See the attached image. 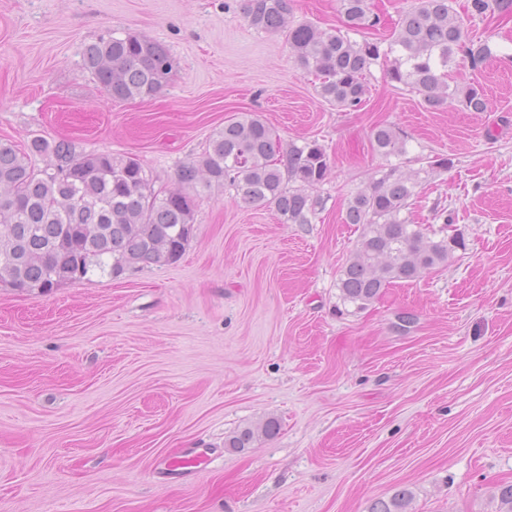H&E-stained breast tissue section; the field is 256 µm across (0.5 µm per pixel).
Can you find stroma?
<instances>
[{
	"instance_id": "35a3bbf8",
	"label": "stroma",
	"mask_w": 512,
	"mask_h": 512,
	"mask_svg": "<svg viewBox=\"0 0 512 512\" xmlns=\"http://www.w3.org/2000/svg\"><path fill=\"white\" fill-rule=\"evenodd\" d=\"M290 7L344 25L338 0ZM465 26L497 52L452 72L484 86L486 111H426L378 65L345 110L284 36L249 26L243 0H0V140L131 154L174 188L214 131L253 112L282 142L318 140L331 166L313 223L227 187L197 198L175 264L44 295L0 286V512H367L400 487L408 512H496L494 487L512 481V15ZM108 33L168 47V85L107 99L82 50ZM380 125L407 138L402 173L452 158L416 218L442 202L466 247L344 312L337 279L361 230L343 218L387 165L370 146ZM269 417L276 436L225 447ZM195 443L213 449L206 465L160 474Z\"/></svg>"
}]
</instances>
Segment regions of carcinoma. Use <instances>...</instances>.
I'll return each mask as SVG.
<instances>
[{
    "mask_svg": "<svg viewBox=\"0 0 512 512\" xmlns=\"http://www.w3.org/2000/svg\"><path fill=\"white\" fill-rule=\"evenodd\" d=\"M347 31H326L312 22L289 20L288 0H245L249 25L285 35L301 68L319 80V95L331 105L354 110L368 91L371 67L422 97L430 110L456 101L470 112L486 109L483 88L470 81L448 83L460 57L477 68L494 56L485 41L467 37L449 0H417L403 12L391 36L351 40L349 32L381 25L368 0H340ZM467 13L512 14V0H469ZM84 68L101 92L115 100L150 98L170 80L174 59L162 43L141 35L101 36L84 46ZM372 148L388 159L407 153L406 139L391 126L372 134ZM44 159L42 167L36 158ZM330 171V158L317 140L282 146L257 115L225 121L198 159L182 167L180 186L157 188L139 159L110 151L84 152L67 140L32 138L20 148L0 140V283L28 294L100 274L177 262L190 242L195 199L205 191L234 187L250 207L274 206L284 224H310L322 208L311 191ZM420 172L404 175L389 165L350 197L344 223L361 235L342 267L337 288L343 304L360 311L383 289L411 281L448 261L464 247L458 235L437 236L414 222L413 200ZM279 422L268 418L224 441L248 448L275 436ZM498 512H512V482L496 486ZM412 492L397 489L371 503L368 512H407Z\"/></svg>",
    "mask_w": 512,
    "mask_h": 512,
    "instance_id": "1",
    "label": "carcinoma"
}]
</instances>
